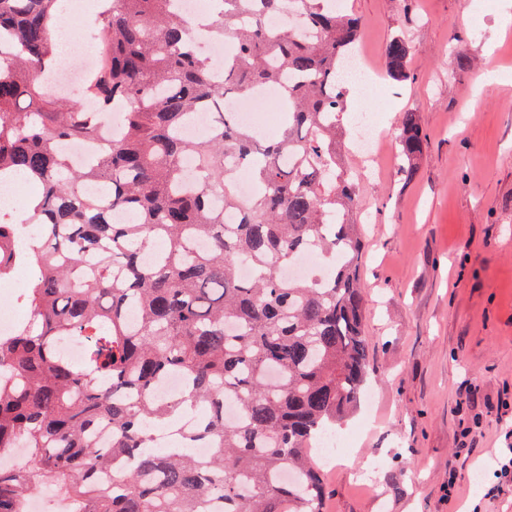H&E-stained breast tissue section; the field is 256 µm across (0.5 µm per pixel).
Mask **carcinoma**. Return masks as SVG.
Instances as JSON below:
<instances>
[{
	"label": "carcinoma",
	"mask_w": 512,
	"mask_h": 512,
	"mask_svg": "<svg viewBox=\"0 0 512 512\" xmlns=\"http://www.w3.org/2000/svg\"><path fill=\"white\" fill-rule=\"evenodd\" d=\"M106 3L95 25L108 29L110 55L89 79L99 110L88 112L41 81L59 60L52 32L65 4L0 0V43L12 51L0 65V177L36 187L26 223L38 228L15 254V223L0 215V282L37 269L19 295L29 319L0 336V449L21 442L29 458L22 472L0 468V512H26L44 483L67 512H323L308 458L368 375L357 183L341 151L343 64L361 23L331 0H215L207 29L235 48L217 82L169 0ZM287 10L304 25L269 30ZM410 54L404 37L389 41V79L411 78ZM261 85L281 90L275 141L222 113L224 97ZM202 109L216 118L205 143L183 134ZM115 110L120 133L71 165L58 144L93 138ZM427 146L415 110L402 112L405 180ZM242 168L256 190L227 224ZM88 183L110 206L84 193ZM113 210L128 220L114 222ZM200 238L209 248H195ZM303 252L328 260L330 284L281 276ZM242 265L250 278L238 276ZM65 338L83 345L81 364L61 351ZM173 374L183 390L156 401ZM155 430L170 431L173 447H151ZM198 440L213 445L210 457L191 454Z\"/></svg>",
	"instance_id": "obj_1"
}]
</instances>
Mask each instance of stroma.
Segmentation results:
<instances>
[{"instance_id": "1", "label": "stroma", "mask_w": 512, "mask_h": 512, "mask_svg": "<svg viewBox=\"0 0 512 512\" xmlns=\"http://www.w3.org/2000/svg\"><path fill=\"white\" fill-rule=\"evenodd\" d=\"M385 69L397 35L410 80L364 112L415 110L428 148L414 181L395 156L350 157L369 212L361 279L370 369L319 461L324 512H512L497 457L512 448V0H347Z\"/></svg>"}]
</instances>
